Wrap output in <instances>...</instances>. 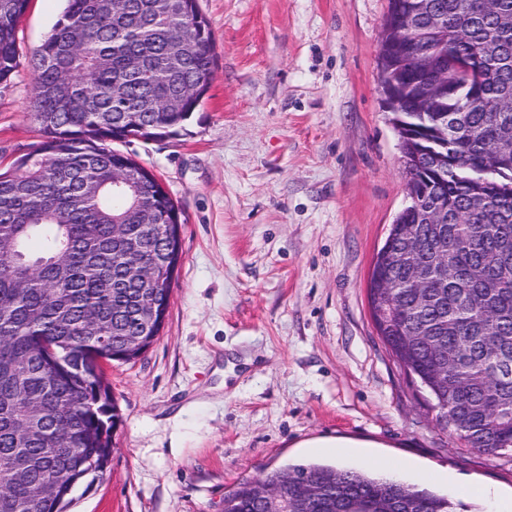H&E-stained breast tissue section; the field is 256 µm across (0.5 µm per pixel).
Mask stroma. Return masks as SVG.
Masks as SVG:
<instances>
[{"instance_id": "obj_1", "label": "stroma", "mask_w": 512, "mask_h": 512, "mask_svg": "<svg viewBox=\"0 0 512 512\" xmlns=\"http://www.w3.org/2000/svg\"><path fill=\"white\" fill-rule=\"evenodd\" d=\"M215 74L185 131L117 150L181 209L182 256L157 341L104 363L120 423L68 512H224L263 470L405 461L398 480L512 497V456L461 445L378 336L367 288L407 205L378 57L388 0H199ZM64 0H30L22 55ZM20 65L0 89V168L41 139ZM347 443L336 453L326 445Z\"/></svg>"}]
</instances>
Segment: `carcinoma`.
Here are the masks:
<instances>
[{
  "instance_id": "obj_1",
  "label": "carcinoma",
  "mask_w": 512,
  "mask_h": 512,
  "mask_svg": "<svg viewBox=\"0 0 512 512\" xmlns=\"http://www.w3.org/2000/svg\"><path fill=\"white\" fill-rule=\"evenodd\" d=\"M29 0H0V88L20 67ZM417 6L412 38L381 44L393 68L402 152L446 131L455 165L434 178L406 168L412 200L384 246L411 237L428 277L374 262L368 298L378 335L437 420L469 448L512 451V0H402ZM466 54L479 81L451 95ZM215 67L198 0H67L32 52L29 112L42 140L0 171V512H64L104 471L119 423L102 362H130L159 335L180 262V209L151 170L111 147L186 130ZM427 105L418 112L416 106ZM36 155L44 167L24 166ZM125 180L112 188V178ZM481 188L484 203L468 202ZM446 206L444 224L420 210ZM448 258V279L439 276ZM46 337L58 356L40 345ZM279 490L288 512H454L414 484L328 464L288 465L224 494L231 512H266Z\"/></svg>"
}]
</instances>
